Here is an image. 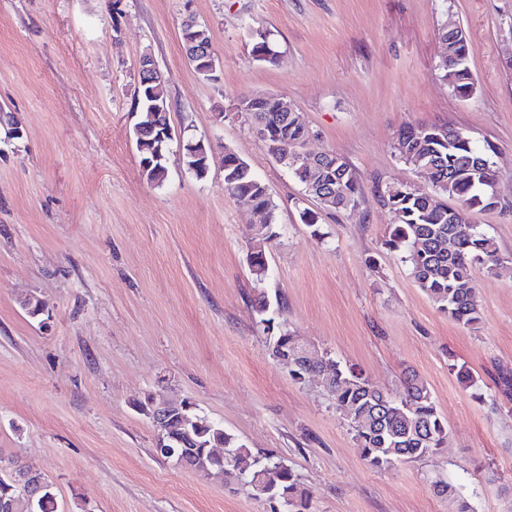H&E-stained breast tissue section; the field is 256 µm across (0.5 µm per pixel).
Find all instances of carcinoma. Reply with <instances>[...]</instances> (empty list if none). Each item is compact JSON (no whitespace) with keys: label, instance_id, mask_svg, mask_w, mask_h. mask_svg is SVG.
<instances>
[{"label":"carcinoma","instance_id":"obj_1","mask_svg":"<svg viewBox=\"0 0 512 512\" xmlns=\"http://www.w3.org/2000/svg\"><path fill=\"white\" fill-rule=\"evenodd\" d=\"M442 44L455 48L464 59L453 67L440 65L442 78L450 80L456 95H471L474 80L469 68L471 48L458 44V36L444 26L439 32ZM252 52L262 61L276 58L266 34L254 38ZM141 100L138 124L149 131L159 123L157 113L148 108L150 103L169 105L163 74L139 81ZM260 105L251 112L252 123L263 126L268 138L265 142L272 155L284 158L300 148L308 135L307 127L298 112L281 110L282 100L273 95L259 96ZM395 149L404 163L417 170L432 164L429 178L437 194L455 197L467 205L458 214L448 204L434 197L415 192L404 182H392L380 191L381 201L393 214L389 239L390 249L404 253L411 275L423 293L438 309L458 324L474 326L482 321L472 279L475 265L492 272L502 261L495 241L472 224L475 211L492 210L497 204L488 202L475 182L473 162L482 160L487 166L481 176L496 180V171L488 150L477 149L466 134L446 126H412L402 130ZM283 166L298 179L303 189L311 186H331L335 196L321 202L326 209L355 214L361 195L360 182L350 166L337 154L324 152L311 166ZM147 181L162 184L167 174L166 162H156L141 169ZM224 190L239 203L265 214L267 223L256 228L251 238L255 256L265 254V245L274 237L277 205L268 187L251 171L248 163L236 153L224 151ZM261 323L270 332V348L276 359H288L292 378L300 383L325 372L324 387L334 400L336 411L348 416L350 433L357 447L362 449L369 465L386 469L397 463L422 460L441 447L448 425L441 417L428 387L417 375L405 380V391L400 399L372 385L354 368L322 355L310 358L295 354L298 337L286 330L274 331L272 319L267 317L270 303L261 291L254 299ZM173 424L179 426L181 442L175 444L173 460L198 472L201 476L222 477L226 467L235 471L237 479L249 485L256 495L279 505L278 512H309L311 495L297 474L284 461L269 454L255 452L236 436L192 409L174 412ZM222 447L229 458L216 456L212 449ZM6 512H56V497L45 496L30 502L22 490L7 478H0V507Z\"/></svg>","mask_w":512,"mask_h":512}]
</instances>
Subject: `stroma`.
Wrapping results in <instances>:
<instances>
[{
	"mask_svg": "<svg viewBox=\"0 0 512 512\" xmlns=\"http://www.w3.org/2000/svg\"><path fill=\"white\" fill-rule=\"evenodd\" d=\"M204 24L218 60L200 76L181 22ZM460 23L474 89L438 70V32ZM268 33L275 62L257 60ZM166 78L175 137L162 184L141 174L133 135L138 60ZM272 93L299 112L308 152L339 154L362 188L356 216L307 197L255 132L239 98ZM0 458L53 482L58 512H272L240 481L206 479L156 454L134 407L187 398L249 447L278 455L310 512H512V0H0ZM447 125L491 148L499 205L473 221L505 259L473 269L482 321L463 327L385 247L393 181L430 194L400 160V129ZM203 140L196 179L181 144ZM233 151L277 204L268 277L246 263L256 216L224 189ZM314 215L320 231L300 220ZM308 347L402 395L427 384L448 424L420 461L373 468L319 379L274 360L252 305ZM45 305L30 317L28 297ZM468 381H461V374ZM455 492L440 495L437 480Z\"/></svg>",
	"mask_w": 512,
	"mask_h": 512,
	"instance_id": "obj_1",
	"label": "stroma"
}]
</instances>
